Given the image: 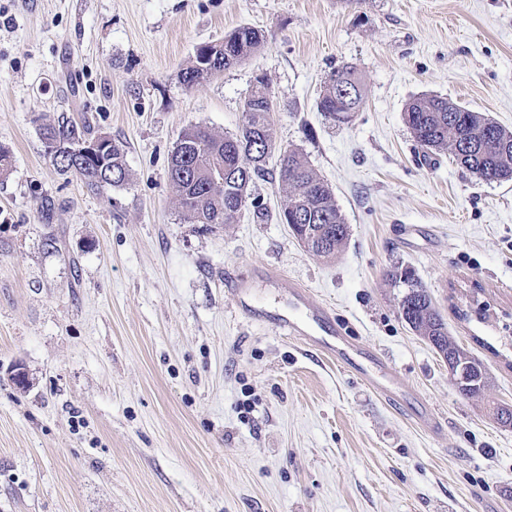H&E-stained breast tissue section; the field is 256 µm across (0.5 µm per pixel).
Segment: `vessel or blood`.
Here are the masks:
<instances>
[{"label": "vessel or blood", "mask_w": 512, "mask_h": 512, "mask_svg": "<svg viewBox=\"0 0 512 512\" xmlns=\"http://www.w3.org/2000/svg\"><path fill=\"white\" fill-rule=\"evenodd\" d=\"M226 284L239 307L245 308L253 320H262V312L248 306L245 300L250 281L231 276L227 278ZM281 285L288 290L289 313L282 316L280 326L288 335L301 337L308 348L340 365L346 363L351 355L361 354L362 349L352 339L347 325L331 323L328 307L311 303L305 290L293 281L285 279Z\"/></svg>", "instance_id": "1"}]
</instances>
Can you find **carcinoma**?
<instances>
[{
	"label": "carcinoma",
	"instance_id": "1",
	"mask_svg": "<svg viewBox=\"0 0 512 512\" xmlns=\"http://www.w3.org/2000/svg\"><path fill=\"white\" fill-rule=\"evenodd\" d=\"M265 35L242 27L221 43H206L195 49L192 64L180 72V82L188 89L239 63L258 49ZM364 85L356 68L342 66L328 77L317 102V110L337 124L349 123L361 110ZM268 83L262 77L247 97L245 132L219 135L206 127L185 129L169 163V182L176 201L189 224L230 225L240 212L228 211L226 196L242 190V209L259 203L250 198L249 184L270 174L266 164L276 151ZM406 123L423 157L448 151L471 174L485 181L512 180V130L495 123L480 112L462 108L439 96L412 100L405 111ZM40 136L53 166L62 175L79 179L87 189L104 192L124 187L129 181L124 145L109 139L106 150L96 156L73 152L76 140L94 136L89 122L77 124L67 113L40 128ZM278 182L283 192L279 217L288 226L306 231L312 246L308 251L326 259L336 257L349 237V225L336 205L331 187L293 149L279 150ZM393 284L406 286L400 312L403 320L437 352L448 359L463 350L448 336V326L432 298L409 268H395L388 274Z\"/></svg>",
	"mask_w": 512,
	"mask_h": 512
}]
</instances>
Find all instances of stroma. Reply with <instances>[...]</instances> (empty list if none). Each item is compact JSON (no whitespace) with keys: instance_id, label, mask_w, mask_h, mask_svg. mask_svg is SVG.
Segmentation results:
<instances>
[{"instance_id":"35a3bbf8","label":"stroma","mask_w":512,"mask_h":512,"mask_svg":"<svg viewBox=\"0 0 512 512\" xmlns=\"http://www.w3.org/2000/svg\"><path fill=\"white\" fill-rule=\"evenodd\" d=\"M266 36L188 89L196 47ZM364 104L316 108L330 73ZM265 77L277 147L333 190L350 236L330 261L279 221L280 187L249 191L210 230L168 178L182 130L233 135ZM437 95L512 129V0H0V512H512V181L424 160L407 104ZM125 145V188L59 174L42 124L61 112ZM411 268L491 386L460 395L400 315ZM283 272L381 353L394 406L350 367L286 336ZM252 277L255 322L224 284ZM30 385L18 388L15 366ZM433 413L430 433L411 416ZM364 97V85L356 68L342 66L329 75L317 110L338 125L348 124L355 112H360Z\"/></svg>"}]
</instances>
